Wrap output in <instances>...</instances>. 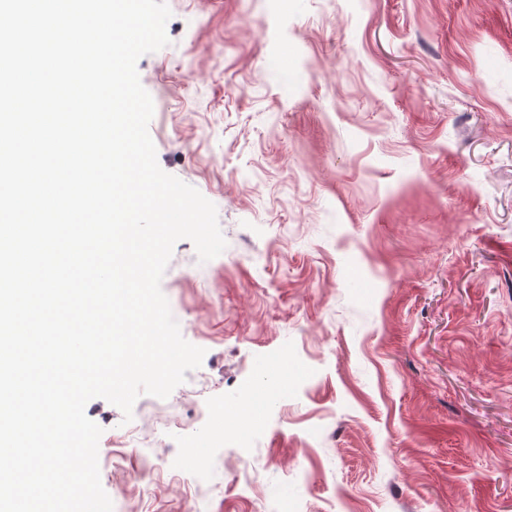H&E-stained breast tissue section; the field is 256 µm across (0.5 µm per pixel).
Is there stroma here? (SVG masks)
<instances>
[{
  "label": "stroma",
  "instance_id": "stroma-1",
  "mask_svg": "<svg viewBox=\"0 0 512 512\" xmlns=\"http://www.w3.org/2000/svg\"><path fill=\"white\" fill-rule=\"evenodd\" d=\"M168 5L149 134L227 247L161 280L201 366L86 405L113 512H512V0Z\"/></svg>",
  "mask_w": 512,
  "mask_h": 512
}]
</instances>
